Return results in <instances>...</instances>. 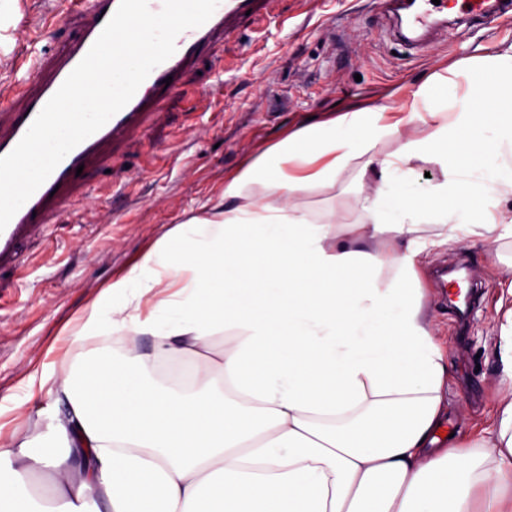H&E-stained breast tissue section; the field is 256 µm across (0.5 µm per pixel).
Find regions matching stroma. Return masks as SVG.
<instances>
[{
	"mask_svg": "<svg viewBox=\"0 0 512 512\" xmlns=\"http://www.w3.org/2000/svg\"><path fill=\"white\" fill-rule=\"evenodd\" d=\"M64 0H20L11 47L63 48L83 19ZM278 18L260 33L200 57L185 74L193 99L171 97L145 137L128 141L108 165L93 164L79 183L91 186L83 216L64 213L18 245L17 264L0 267V454L48 431L50 397L30 391L29 373L72 351L62 328L165 229L215 197L227 176L258 150L309 118L324 121L376 104L400 105L433 73L452 68L460 95L470 93L459 62L476 47L512 42V18H476L453 25L421 50L405 49L386 31L375 0H280ZM150 173H143L144 165ZM373 183L361 162L326 194L303 197L310 211L351 223ZM465 258L480 288L467 319L443 295L439 266ZM512 260V239L432 249L419 271L425 302L448 357L447 433L476 440L494 421L498 401L494 325L502 286L500 262Z\"/></svg>",
	"mask_w": 512,
	"mask_h": 512,
	"instance_id": "1",
	"label": "stroma"
}]
</instances>
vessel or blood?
<instances>
[{
  "label": "vessel or blood",
  "instance_id": "obj_1",
  "mask_svg": "<svg viewBox=\"0 0 512 512\" xmlns=\"http://www.w3.org/2000/svg\"><path fill=\"white\" fill-rule=\"evenodd\" d=\"M276 0H220L203 25L181 32L176 51L158 65L140 85L134 97L101 129L71 150L47 180L0 231V265L16 262L22 238L35 235L57 215L81 207L90 190L75 184L76 169L105 159L108 149L145 132L160 116L166 100L184 90L183 75L192 62L216 43L236 40L242 28L263 23ZM120 0H72L85 23L77 39L63 50L44 56L38 49L15 60L18 106L0 124V156L9 154L22 139L48 100L88 53L119 6ZM396 19L399 37L409 45L421 42L429 30L446 26L433 0H377Z\"/></svg>",
  "mask_w": 512,
  "mask_h": 512
}]
</instances>
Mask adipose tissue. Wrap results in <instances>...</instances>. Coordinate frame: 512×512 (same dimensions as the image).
Returning a JSON list of instances; mask_svg holds the SVG:
<instances>
[{"mask_svg": "<svg viewBox=\"0 0 512 512\" xmlns=\"http://www.w3.org/2000/svg\"><path fill=\"white\" fill-rule=\"evenodd\" d=\"M466 64L470 111L449 117L437 73L398 108L300 127L101 288L67 336L112 345L30 375L51 432L0 462V512H512V265L476 451L439 437L448 366L418 274L431 248L512 239V44ZM359 158L378 180L355 222L297 205Z\"/></svg>", "mask_w": 512, "mask_h": 512, "instance_id": "ef3b65f1", "label": "adipose tissue"}]
</instances>
